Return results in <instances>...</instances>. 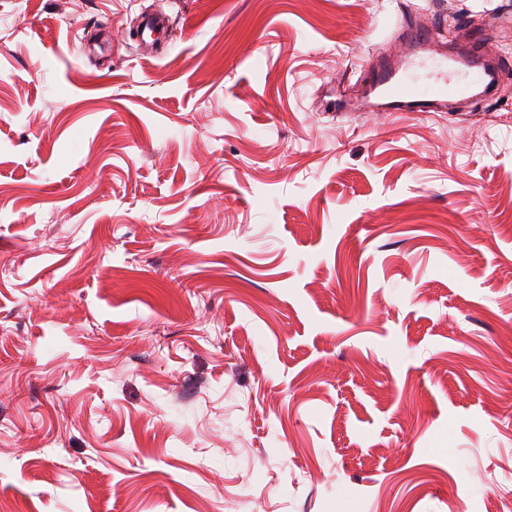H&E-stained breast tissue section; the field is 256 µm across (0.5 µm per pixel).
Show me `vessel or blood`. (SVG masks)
Here are the masks:
<instances>
[{
	"label": "vessel or blood",
	"mask_w": 512,
	"mask_h": 512,
	"mask_svg": "<svg viewBox=\"0 0 512 512\" xmlns=\"http://www.w3.org/2000/svg\"><path fill=\"white\" fill-rule=\"evenodd\" d=\"M402 49L373 54L365 67L368 97L385 112H447L473 93L491 94L500 77L480 39L458 32L459 53L439 46L434 27L411 22L401 28Z\"/></svg>",
	"instance_id": "vessel-or-blood-1"
}]
</instances>
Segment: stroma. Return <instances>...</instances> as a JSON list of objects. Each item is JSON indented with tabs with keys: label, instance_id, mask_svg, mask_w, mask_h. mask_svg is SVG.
I'll use <instances>...</instances> for the list:
<instances>
[{
	"label": "stroma",
	"instance_id": "35a3bbf8",
	"mask_svg": "<svg viewBox=\"0 0 512 512\" xmlns=\"http://www.w3.org/2000/svg\"><path fill=\"white\" fill-rule=\"evenodd\" d=\"M446 2L466 114L325 108L431 0H0L11 512H512V0Z\"/></svg>",
	"mask_w": 512,
	"mask_h": 512
}]
</instances>
